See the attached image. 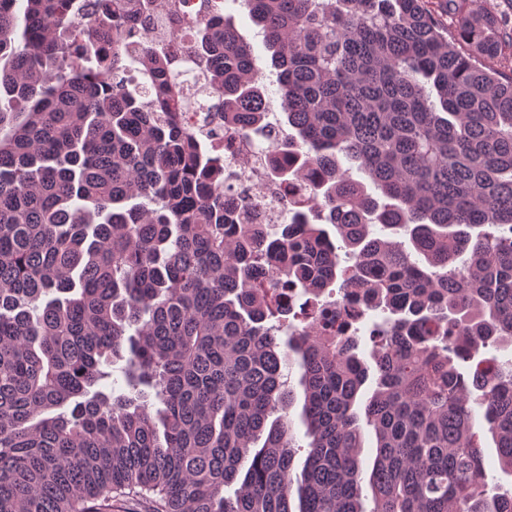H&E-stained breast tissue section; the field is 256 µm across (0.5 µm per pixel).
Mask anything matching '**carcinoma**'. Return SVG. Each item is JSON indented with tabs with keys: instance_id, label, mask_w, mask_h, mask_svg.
<instances>
[{
	"instance_id": "cac0c4a2",
	"label": "carcinoma",
	"mask_w": 512,
	"mask_h": 512,
	"mask_svg": "<svg viewBox=\"0 0 512 512\" xmlns=\"http://www.w3.org/2000/svg\"><path fill=\"white\" fill-rule=\"evenodd\" d=\"M19 2L0 0V512H512L475 416L512 477V360H475L512 345L495 9H459L450 38L428 0H247L284 134L230 14L182 18L188 52L147 43L151 0ZM196 107L192 132L174 113ZM249 137L284 224L244 220L227 182ZM336 283L376 317L370 364L321 300ZM371 390L367 388V390L364 392V395L359 399L357 403V408L360 413V425L362 427V433H363V439H364V447L363 453H362V461H363V494L365 496V507L369 510L373 507L372 503V494L371 490L368 485V477L369 473L372 468L374 456H375V435L373 428L371 426H368L365 422L364 414H363V407L365 400L368 396H370ZM479 442L484 452L485 465L489 474V495L512 489V478L503 474L499 469L494 442L487 429L479 430ZM491 476H494L495 479L492 480Z\"/></svg>"
}]
</instances>
